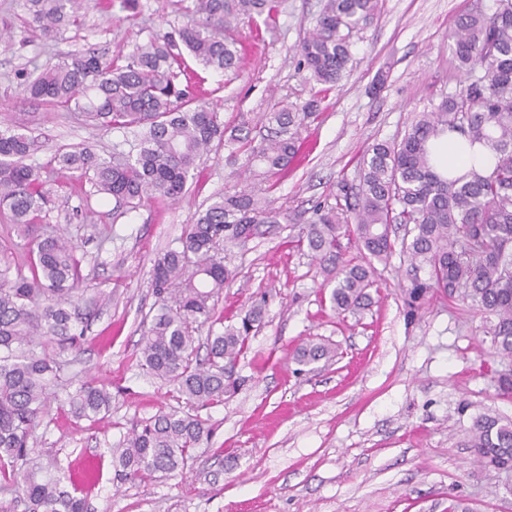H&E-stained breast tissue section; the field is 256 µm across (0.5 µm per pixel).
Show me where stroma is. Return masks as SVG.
I'll return each mask as SVG.
<instances>
[{
  "instance_id": "1",
  "label": "stroma",
  "mask_w": 512,
  "mask_h": 512,
  "mask_svg": "<svg viewBox=\"0 0 512 512\" xmlns=\"http://www.w3.org/2000/svg\"><path fill=\"white\" fill-rule=\"evenodd\" d=\"M493 6L494 0H379L352 36L350 73L326 91L298 68L296 54L320 0H283L274 19L240 22L237 72L201 70L187 59L227 129L255 125L283 100L300 105L315 97L319 110L268 194L287 220L226 253L232 277L218 313L235 324L258 303L264 321L235 365L244 385L223 404L201 409L214 432L186 472L139 485L119 480L109 463L137 422L179 404L172 386L130 357L155 302V257L179 247L186 224L215 195L250 182L227 164L228 144L203 156L179 202L148 200L133 212H114L112 202L93 198L87 179H51L50 201L32 233L63 229L101 300L85 340L62 357L51 413L34 446L64 469L104 460L88 512H446L454 496L474 512H512V470L484 467L467 446L479 414L512 419V396L500 395L497 385L499 374L512 372V360L494 354L481 312L439 294L409 307L410 275L396 253L375 265L371 305L336 314L319 264L292 244L316 204L335 203L340 183L358 184L369 147L400 141L420 113L459 91L463 74L448 36L462 15ZM25 17L22 0H0V31L11 34L9 47L0 46V129L18 126L39 141L28 160L35 167L81 144L111 156L124 133L86 126L30 98L27 78L68 53L130 54L190 21L182 0H140L134 13L121 0H98L80 28L53 36L31 30ZM306 338L334 344L338 356L298 371L292 351ZM91 379L112 392L109 414L95 424L73 419L64 404Z\"/></svg>"
}]
</instances>
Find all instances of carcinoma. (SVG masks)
<instances>
[{
	"label": "carcinoma",
	"instance_id": "carcinoma-1",
	"mask_svg": "<svg viewBox=\"0 0 512 512\" xmlns=\"http://www.w3.org/2000/svg\"><path fill=\"white\" fill-rule=\"evenodd\" d=\"M282 0H190L194 23L136 46L132 54L106 58L71 54L44 66L23 91L63 107L96 127L142 129L129 151L115 145L107 159L84 146L52 156L45 168L87 178L93 194L132 210L148 199L175 201L204 151L224 141L220 115L196 102L201 78L188 73L183 51L216 71L238 67L237 42L227 36L239 21L279 12ZM26 23L45 35L80 27L90 0H24ZM378 0H323L312 31L299 45V68L331 88L350 71V33L374 14ZM452 54L465 71L463 89L423 112L398 143H377L363 155L359 184L343 183L344 203L318 204L302 228L297 247L319 260L333 284L330 301L339 314L371 300L374 262H385L400 245L407 258L411 301L434 291L460 297L485 315L483 333L495 353L512 358V0H497L488 14L464 15L449 34ZM318 99L300 107L281 104L263 114L267 134L256 142L233 135L230 159L244 157L243 171L267 180L291 165L300 150L298 130L318 111ZM457 132L487 146L493 168L456 178L435 161L434 141ZM35 138L0 130V215L24 234L48 202L42 168L25 163L37 151ZM281 212L254 191L224 194L186 226L181 245L158 255L150 274L157 310L142 334L133 361L169 384L186 408L173 407L135 425L112 449V464L127 480L152 481L184 470L193 451L212 433L193 409L224 402L241 386L233 367L263 321L256 306L241 325L207 337L197 358L193 324L215 315V297L231 277L222 249L278 224ZM355 236L362 261L343 258L341 238ZM75 244L49 233L30 242L29 274L0 270V489L22 494L26 512H88L85 490L64 477L41 478L50 463L31 457L30 440L49 416L59 377L57 358L78 347L88 330L89 291L75 257ZM336 356L333 347L303 341L293 351L302 366ZM69 413L96 423L112 406L104 385L84 383L68 395ZM468 446L477 461L512 469V422L495 413L474 421Z\"/></svg>",
	"mask_w": 512,
	"mask_h": 512
}]
</instances>
